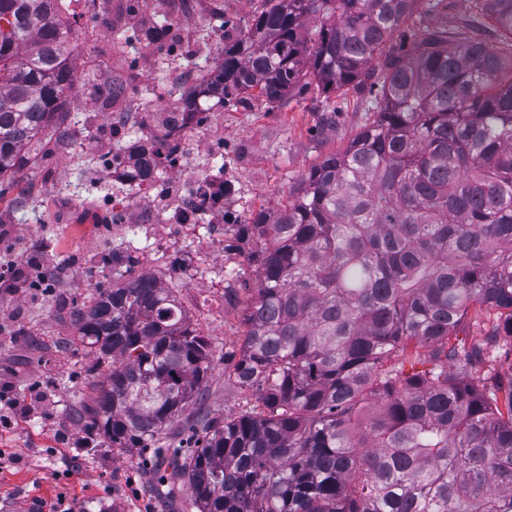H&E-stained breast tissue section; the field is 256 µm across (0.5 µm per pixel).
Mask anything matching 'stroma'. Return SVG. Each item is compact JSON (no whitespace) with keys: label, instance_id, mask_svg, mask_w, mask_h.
Instances as JSON below:
<instances>
[{"label":"stroma","instance_id":"35a3bbf8","mask_svg":"<svg viewBox=\"0 0 512 512\" xmlns=\"http://www.w3.org/2000/svg\"><path fill=\"white\" fill-rule=\"evenodd\" d=\"M72 0L79 47L72 65L84 80L56 131L51 156L21 169L0 199V266L41 260L54 273L55 291L0 302V381L15 395L47 394L31 414L0 429V508L20 498L56 504L59 494L89 512H196L183 484L157 487L145 460L110 447L90 427L92 380L103 373L92 354L68 347L72 328L62 301L89 297L112 283V253L136 239L140 250L132 275H155L175 289L193 327L211 339L217 361L201 404L209 417L256 410L258 402L224 378V353L237 351L242 307L224 299L227 286L252 279L249 243L224 247L221 214L204 212L208 239L190 225L169 221L170 209L193 201V172L210 166L205 140L224 147L240 191L244 220L276 208L288 190L325 156L342 151L364 121L355 92L323 101L317 89L269 106L227 105L210 110L202 129L189 130L181 145L187 168L163 166L150 194L119 179L112 159L129 140L159 138L164 118L178 106L181 90L196 86L200 67L215 71L224 48L223 20L245 25L264 0ZM171 25L173 38L142 40L144 26ZM183 58L169 65L174 43ZM117 80L124 93L109 94ZM334 125L321 122L326 103ZM90 126L91 139L81 135ZM134 198L123 223L112 218V199ZM66 431L68 444L57 439Z\"/></svg>","mask_w":512,"mask_h":512}]
</instances>
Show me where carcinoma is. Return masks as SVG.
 I'll list each match as a JSON object with an SVG mask.
<instances>
[{
    "mask_svg": "<svg viewBox=\"0 0 512 512\" xmlns=\"http://www.w3.org/2000/svg\"><path fill=\"white\" fill-rule=\"evenodd\" d=\"M265 2L124 172L160 179L150 162L178 149L187 117L204 121L201 97L358 94L347 147L227 240L255 250L224 376L262 411L195 420L214 348L143 274L73 302L74 342L106 366L91 425L132 458L185 420L194 447L160 455L156 481L182 482L198 512H512V372L494 365L512 343V0H469L496 47L448 38L446 0ZM67 12L0 0V195L48 156L81 82ZM484 309L499 316L483 342L449 344ZM411 345L432 348L431 368L394 363Z\"/></svg>",
    "mask_w": 512,
    "mask_h": 512,
    "instance_id": "cac0c4a2",
    "label": "carcinoma"
}]
</instances>
